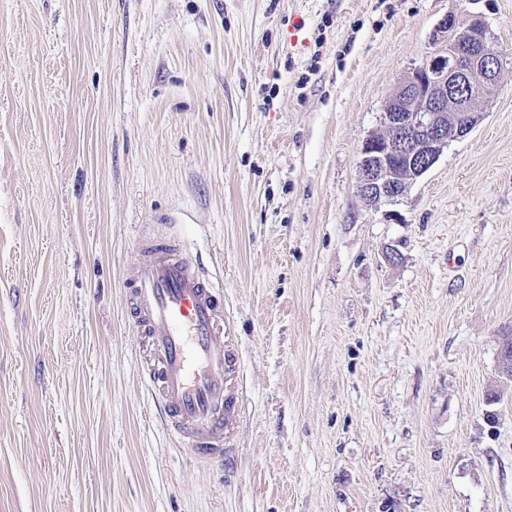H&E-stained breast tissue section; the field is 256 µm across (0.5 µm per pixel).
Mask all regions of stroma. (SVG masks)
I'll list each match as a JSON object with an SVG mask.
<instances>
[{"label": "stroma", "mask_w": 512, "mask_h": 512, "mask_svg": "<svg viewBox=\"0 0 512 512\" xmlns=\"http://www.w3.org/2000/svg\"><path fill=\"white\" fill-rule=\"evenodd\" d=\"M451 13L512 68V0H0V512H512V84L397 201L357 190ZM145 225L235 324L221 463L141 381Z\"/></svg>", "instance_id": "1"}]
</instances>
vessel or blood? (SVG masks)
Masks as SVG:
<instances>
[{"label":"vessel or blood","mask_w":512,"mask_h":512,"mask_svg":"<svg viewBox=\"0 0 512 512\" xmlns=\"http://www.w3.org/2000/svg\"><path fill=\"white\" fill-rule=\"evenodd\" d=\"M139 260L124 285L140 338L141 377L164 428L199 461L223 459L241 419L234 325L224 291L182 240L140 236Z\"/></svg>","instance_id":"1"}]
</instances>
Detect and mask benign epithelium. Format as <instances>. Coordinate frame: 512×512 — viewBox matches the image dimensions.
<instances>
[{
  "instance_id": "obj_1",
  "label": "benign epithelium",
  "mask_w": 512,
  "mask_h": 512,
  "mask_svg": "<svg viewBox=\"0 0 512 512\" xmlns=\"http://www.w3.org/2000/svg\"><path fill=\"white\" fill-rule=\"evenodd\" d=\"M442 53L411 69L388 96L383 122L389 136L370 135L358 161V191L374 203L393 201L438 160L448 140L482 119L470 99H491L512 80L488 23L447 15L439 24Z\"/></svg>"
}]
</instances>
